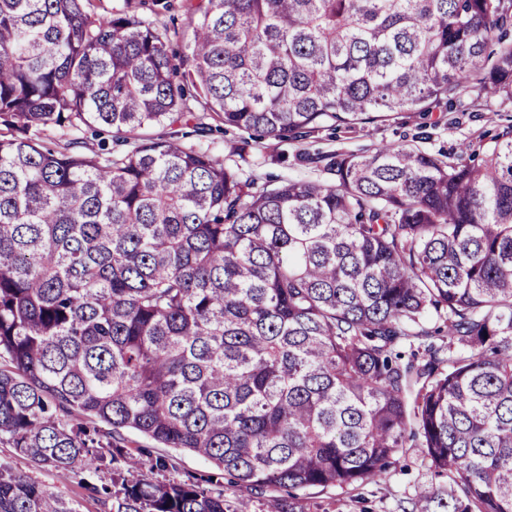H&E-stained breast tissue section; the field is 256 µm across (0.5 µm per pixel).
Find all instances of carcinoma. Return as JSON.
Wrapping results in <instances>:
<instances>
[{
	"instance_id": "1",
	"label": "carcinoma",
	"mask_w": 512,
	"mask_h": 512,
	"mask_svg": "<svg viewBox=\"0 0 512 512\" xmlns=\"http://www.w3.org/2000/svg\"><path fill=\"white\" fill-rule=\"evenodd\" d=\"M186 19L176 58L127 7L0 0V443L124 462L85 485L111 512H236L226 474L375 482L418 445L443 481L411 512H512V125L479 159L386 144L273 187L142 134L209 130L190 88L281 142L512 103V0H196ZM127 432L172 453L145 471ZM180 451L217 473L155 479ZM0 512L79 508L0 466Z\"/></svg>"
}]
</instances>
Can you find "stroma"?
Segmentation results:
<instances>
[{"label": "stroma", "mask_w": 512, "mask_h": 512, "mask_svg": "<svg viewBox=\"0 0 512 512\" xmlns=\"http://www.w3.org/2000/svg\"><path fill=\"white\" fill-rule=\"evenodd\" d=\"M184 3L185 0H148L141 10L167 38L170 48L181 54L188 53L191 39ZM509 124H512L511 103L492 98L487 105L478 106L471 96L465 95L447 112L414 113L397 122L360 126L350 131L324 129L298 142L249 140L244 133L233 129L213 131L207 140L213 154L242 179L275 184L288 178L328 180L321 156L339 152L361 154L383 144L406 145L436 155H467ZM0 465L77 502L81 512H106L89 498L85 485L110 481L109 470L37 468L5 444H0ZM435 480L422 449L411 448L399 465L390 468L378 481L348 488L297 490L290 498L299 503L301 512H402L418 488Z\"/></svg>", "instance_id": "1"}]
</instances>
